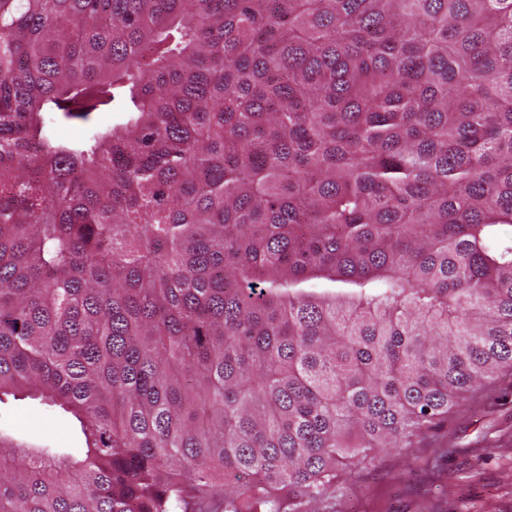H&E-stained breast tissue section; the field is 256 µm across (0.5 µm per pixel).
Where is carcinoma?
Instances as JSON below:
<instances>
[{
	"mask_svg": "<svg viewBox=\"0 0 512 512\" xmlns=\"http://www.w3.org/2000/svg\"><path fill=\"white\" fill-rule=\"evenodd\" d=\"M0 184V404L83 436L0 512H300L512 368V0H0Z\"/></svg>",
	"mask_w": 512,
	"mask_h": 512,
	"instance_id": "cac0c4a2",
	"label": "carcinoma"
}]
</instances>
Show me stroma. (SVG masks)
Here are the masks:
<instances>
[{
  "label": "stroma",
  "mask_w": 512,
  "mask_h": 512,
  "mask_svg": "<svg viewBox=\"0 0 512 512\" xmlns=\"http://www.w3.org/2000/svg\"><path fill=\"white\" fill-rule=\"evenodd\" d=\"M0 430L36 447L82 445L73 417L30 400L0 405ZM302 512H512V370L411 447L342 472L335 491Z\"/></svg>",
  "instance_id": "obj_1"
}]
</instances>
